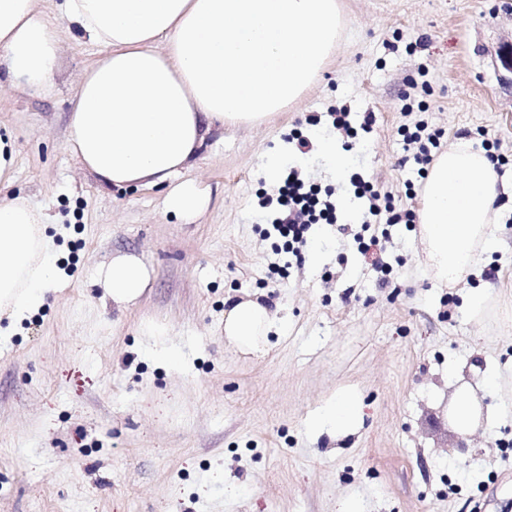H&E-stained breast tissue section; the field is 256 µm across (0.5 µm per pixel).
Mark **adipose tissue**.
I'll use <instances>...</instances> for the list:
<instances>
[{
    "label": "adipose tissue",
    "instance_id": "1",
    "mask_svg": "<svg viewBox=\"0 0 512 512\" xmlns=\"http://www.w3.org/2000/svg\"><path fill=\"white\" fill-rule=\"evenodd\" d=\"M99 49L74 94L66 149L102 184L167 186L164 207L196 220L209 198L186 173L215 125L257 126L313 85L340 32L338 0H0V84L45 88L60 57V26ZM503 185L485 150L458 139L433 161L417 222L428 268L452 285L499 247ZM49 219L26 197L0 199V316L22 319L57 287ZM152 271L119 253L98 279L113 302L136 303ZM287 326L256 299L224 312V342L251 355ZM357 402L335 400L312 430L343 433Z\"/></svg>",
    "mask_w": 512,
    "mask_h": 512
}]
</instances>
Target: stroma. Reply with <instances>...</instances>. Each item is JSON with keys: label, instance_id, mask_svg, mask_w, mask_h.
Returning a JSON list of instances; mask_svg holds the SVG:
<instances>
[{"label": "stroma", "instance_id": "obj_1", "mask_svg": "<svg viewBox=\"0 0 512 512\" xmlns=\"http://www.w3.org/2000/svg\"><path fill=\"white\" fill-rule=\"evenodd\" d=\"M338 2L339 43L305 96L262 125L213 128L186 173L210 202L189 223L165 210V188L102 186L67 151L76 79L97 46L61 31L46 89L0 91V136L16 151L0 198L52 216L63 279L0 343V512H341L354 496L364 512H512V164L501 250L480 276L439 284L400 224L383 284L354 239L362 200L317 147L302 156L290 139L341 138L340 108L358 128L373 113L345 163L411 210L417 166L401 127L422 119L442 147L468 131L512 154V72L496 57L512 42V0ZM280 148L337 205L299 257L262 205L276 191L262 158ZM120 252L153 271L126 307L96 282ZM486 281L495 289L473 312ZM247 298L288 320L260 357L224 343L225 310ZM163 347L179 360L157 359ZM486 375L496 388L478 389ZM466 383L505 412L462 445L448 413ZM346 390L359 424L312 434L309 418Z\"/></svg>", "mask_w": 512, "mask_h": 512}]
</instances>
